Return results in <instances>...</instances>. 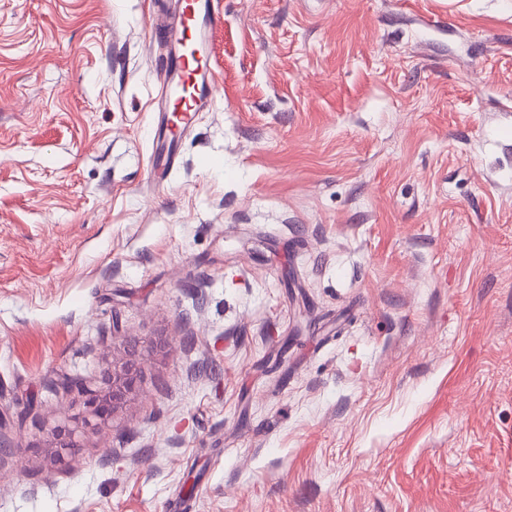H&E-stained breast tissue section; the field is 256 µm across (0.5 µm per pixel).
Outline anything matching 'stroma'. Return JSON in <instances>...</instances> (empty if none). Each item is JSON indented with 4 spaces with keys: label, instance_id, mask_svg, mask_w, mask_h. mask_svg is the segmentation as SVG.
<instances>
[{
    "label": "stroma",
    "instance_id": "obj_1",
    "mask_svg": "<svg viewBox=\"0 0 512 512\" xmlns=\"http://www.w3.org/2000/svg\"><path fill=\"white\" fill-rule=\"evenodd\" d=\"M210 8L175 130L148 0H0V512H512V0ZM140 346L138 339L130 337L126 338L122 352L119 350L118 354L112 350V358L107 359L104 366V375L110 381L107 390H92L70 379L58 383L63 393L68 394L75 388L85 399L83 409L69 417L73 426L64 424L52 429L48 447L54 448L53 452L56 455L63 456V452L72 453L76 448H80L78 438L81 429L109 425L119 410L135 400L140 391V361L145 356Z\"/></svg>",
    "mask_w": 512,
    "mask_h": 512
}]
</instances>
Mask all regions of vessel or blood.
<instances>
[{"label":"vessel or blood","mask_w":512,"mask_h":512,"mask_svg":"<svg viewBox=\"0 0 512 512\" xmlns=\"http://www.w3.org/2000/svg\"><path fill=\"white\" fill-rule=\"evenodd\" d=\"M168 40L174 52L166 57L158 75L159 95L168 99L167 121L188 126L215 96L218 87L207 77V59L195 43L206 24V13L196 0H170Z\"/></svg>","instance_id":"vessel-or-blood-1"}]
</instances>
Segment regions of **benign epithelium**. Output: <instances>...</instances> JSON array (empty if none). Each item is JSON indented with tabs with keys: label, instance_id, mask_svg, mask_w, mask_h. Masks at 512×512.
Here are the masks:
<instances>
[{
	"label": "benign epithelium",
	"instance_id": "7a95c632",
	"mask_svg": "<svg viewBox=\"0 0 512 512\" xmlns=\"http://www.w3.org/2000/svg\"><path fill=\"white\" fill-rule=\"evenodd\" d=\"M144 353L140 341L136 338L125 340L123 351L112 353L105 361L104 375L110 381L106 390H92L82 383L66 379L58 383L65 394L76 389L84 396L83 409L70 416L73 425L56 426L51 431L48 447L59 455L73 452L80 447L79 433L89 426H106L115 414L135 400L140 391V361Z\"/></svg>",
	"mask_w": 512,
	"mask_h": 512
}]
</instances>
